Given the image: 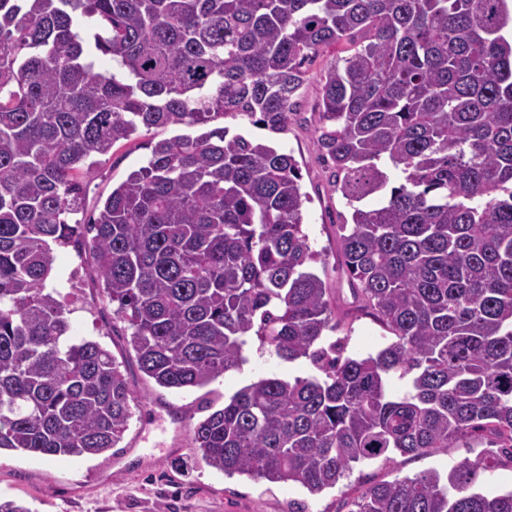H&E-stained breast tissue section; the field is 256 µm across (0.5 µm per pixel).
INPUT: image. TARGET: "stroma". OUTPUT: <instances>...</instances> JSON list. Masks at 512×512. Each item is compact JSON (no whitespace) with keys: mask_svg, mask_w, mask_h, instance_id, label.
Returning <instances> with one entry per match:
<instances>
[{"mask_svg":"<svg viewBox=\"0 0 512 512\" xmlns=\"http://www.w3.org/2000/svg\"><path fill=\"white\" fill-rule=\"evenodd\" d=\"M341 55L340 48L332 46L314 58L286 133L272 137L240 118H226L225 124L234 133L272 138L297 161L302 190L308 195L303 229L312 250L320 255L314 270L328 288L336 337L344 339L349 355L359 357L376 353L389 335L371 314L349 308L350 288L336 258V226L350 210L334 190L330 165L315 144L323 75ZM173 134L170 128L155 129L136 141L114 146L111 157L98 165L87 185L80 218L89 217L98 199L146 164L150 139ZM54 268L50 285L69 303L72 336L97 341L112 352L125 369L135 400L121 443L102 454L47 459L24 451L0 452V499L20 502L30 512H288L289 504L297 500L305 503L307 512H348L347 503L356 489L433 469L445 471L494 448L485 439L445 455H398L389 463L360 464L336 487L317 495L295 484L225 475L199 459L193 443L196 423L253 381L312 374L309 363L285 361L253 340L239 370L201 388L159 387L140 371L127 344L130 332L125 323L113 321L112 305L94 284L88 256L71 247L55 249Z\"/></svg>","mask_w":512,"mask_h":512,"instance_id":"1","label":"stroma"}]
</instances>
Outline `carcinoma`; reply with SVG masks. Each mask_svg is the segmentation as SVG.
<instances>
[{"label":"carcinoma","mask_w":512,"mask_h":512,"mask_svg":"<svg viewBox=\"0 0 512 512\" xmlns=\"http://www.w3.org/2000/svg\"><path fill=\"white\" fill-rule=\"evenodd\" d=\"M510 26L509 0H0V450L95 455L128 429L120 363L71 339L47 288L71 246L159 386L240 369L250 336L321 373L260 378L200 420L208 466L316 495L356 464L489 436L497 453L362 488L349 512H512V490L480 488L512 463ZM339 43L316 144L351 209V308L392 337L366 357L323 346L293 156L218 124L287 132L305 65ZM169 127L189 132L69 223L100 158Z\"/></svg>","instance_id":"1"}]
</instances>
